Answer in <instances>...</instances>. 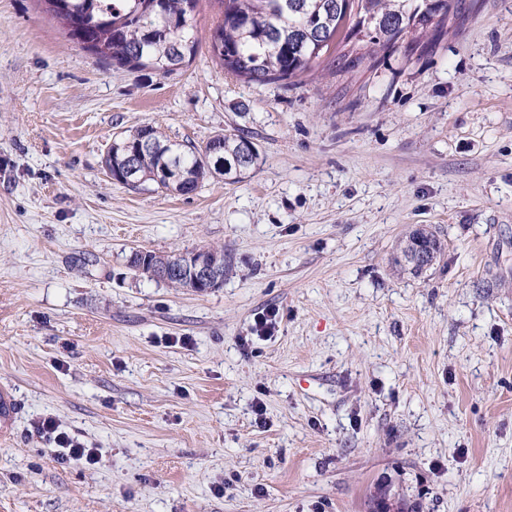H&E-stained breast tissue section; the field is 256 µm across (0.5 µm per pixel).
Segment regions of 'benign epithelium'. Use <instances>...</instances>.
I'll return each mask as SVG.
<instances>
[{"label":"benign epithelium","mask_w":512,"mask_h":512,"mask_svg":"<svg viewBox=\"0 0 512 512\" xmlns=\"http://www.w3.org/2000/svg\"><path fill=\"white\" fill-rule=\"evenodd\" d=\"M220 143H224L222 137H212L206 147L204 159L209 165L222 172L224 155L219 153L218 144ZM418 242L419 239L416 237H409L408 244L411 245V249L408 250V262L413 266L426 268L432 263V253L419 246ZM141 256L144 260L135 267L140 274L158 278L174 272L185 279L191 290L197 293L210 292L224 284V262L219 254L210 249L198 248L186 257V261H171L163 267L150 265L146 260L147 252H141Z\"/></svg>","instance_id":"7a95c632"}]
</instances>
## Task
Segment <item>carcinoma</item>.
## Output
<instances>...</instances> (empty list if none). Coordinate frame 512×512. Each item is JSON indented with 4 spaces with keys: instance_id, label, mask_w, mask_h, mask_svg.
<instances>
[{
    "instance_id": "obj_1",
    "label": "carcinoma",
    "mask_w": 512,
    "mask_h": 512,
    "mask_svg": "<svg viewBox=\"0 0 512 512\" xmlns=\"http://www.w3.org/2000/svg\"><path fill=\"white\" fill-rule=\"evenodd\" d=\"M42 11L75 44L89 42L92 54L115 69H151L169 74L177 55L191 60L201 46L193 19L199 0H38ZM222 18L206 39L213 60L244 83L288 85L310 73L331 50L369 38L364 54L341 57L360 64L374 60L405 36L417 42L444 28L452 0H218ZM224 176L202 158L201 148L168 139L152 126L113 141L104 159L113 179L138 190L158 183L178 159L183 188L192 192L209 179L240 180L258 155L244 158L252 137L224 131Z\"/></svg>"
}]
</instances>
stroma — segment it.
<instances>
[{
	"mask_svg": "<svg viewBox=\"0 0 512 512\" xmlns=\"http://www.w3.org/2000/svg\"><path fill=\"white\" fill-rule=\"evenodd\" d=\"M455 4L434 43L284 87L204 50L118 70L0 0V512H512V0ZM141 126L259 157L133 190L103 159ZM420 224L444 253L398 274ZM204 245L208 293L129 264ZM38 430L50 443H54L57 448H61L57 451V456L62 462H84L90 465L96 463V449L86 448L78 439L65 432H58L59 427L53 419L45 418L40 421Z\"/></svg>",
	"mask_w": 512,
	"mask_h": 512,
	"instance_id": "1",
	"label": "stroma"
}]
</instances>
